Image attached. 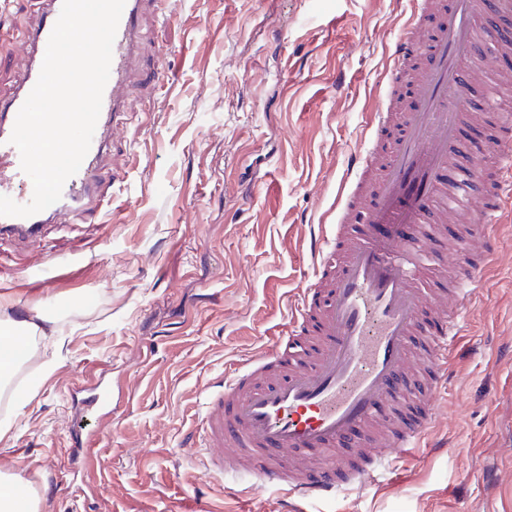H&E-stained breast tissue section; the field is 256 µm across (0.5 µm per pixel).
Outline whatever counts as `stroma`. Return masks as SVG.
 I'll return each instance as SVG.
<instances>
[{"label": "stroma", "mask_w": 512, "mask_h": 512, "mask_svg": "<svg viewBox=\"0 0 512 512\" xmlns=\"http://www.w3.org/2000/svg\"><path fill=\"white\" fill-rule=\"evenodd\" d=\"M142 21L165 79L134 80L89 221L0 243V296L40 322L8 398L0 472L40 512H284L281 491L213 479L180 442L227 361L287 317L310 273L308 243L384 105L393 29L410 0H170ZM41 0H0V97L23 78L17 40ZM437 400L427 448L396 485L320 512H512V201ZM62 257L61 266L45 255ZM112 390V413L81 406ZM100 435L107 468L72 451Z\"/></svg>", "instance_id": "obj_1"}]
</instances>
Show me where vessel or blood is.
I'll return each instance as SVG.
<instances>
[{
    "instance_id": "b4317fda",
    "label": "vessel or blood",
    "mask_w": 512,
    "mask_h": 512,
    "mask_svg": "<svg viewBox=\"0 0 512 512\" xmlns=\"http://www.w3.org/2000/svg\"><path fill=\"white\" fill-rule=\"evenodd\" d=\"M160 0H125L109 80L90 149L60 200L29 216H0V240L42 236L61 216L99 206L97 169L108 133L128 103L144 13ZM62 0H45L21 43L25 75L0 97V195L28 203L33 184L10 144L17 114L36 84ZM512 0H413L395 30L385 111L371 115L365 152L354 154L348 184L329 223L309 242L313 273L273 348L259 351L206 398L202 425L185 437L216 479L252 489H287L290 512L396 481L395 459L422 448L436 417L448 358L465 333L494 255L491 241L512 198V124L497 94L512 74L489 67L512 54ZM496 152L495 171L483 160ZM447 224L467 227L449 247L433 284L424 261ZM427 401L412 418L416 379Z\"/></svg>"
}]
</instances>
